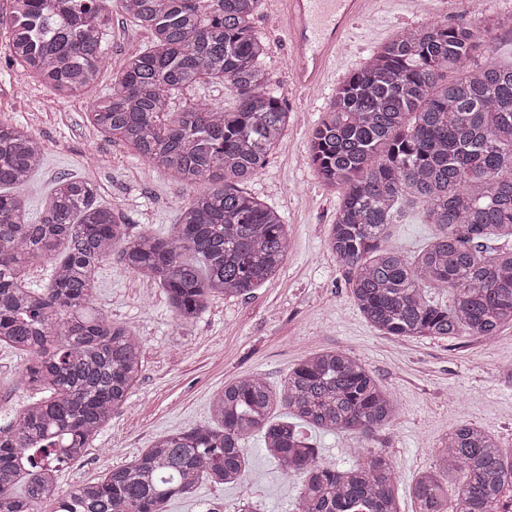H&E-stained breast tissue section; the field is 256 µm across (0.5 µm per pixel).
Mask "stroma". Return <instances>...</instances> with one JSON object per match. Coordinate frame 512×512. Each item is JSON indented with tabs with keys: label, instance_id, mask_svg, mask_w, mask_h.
I'll list each match as a JSON object with an SVG mask.
<instances>
[{
	"label": "stroma",
	"instance_id": "1",
	"mask_svg": "<svg viewBox=\"0 0 512 512\" xmlns=\"http://www.w3.org/2000/svg\"><path fill=\"white\" fill-rule=\"evenodd\" d=\"M368 11L373 22L352 25L349 40L339 48L330 87L313 93L286 82V36L271 7L256 16L254 25L267 42L264 64L282 85L291 122L247 190L282 213L291 241L288 256L261 288L247 296L213 299L183 327L156 282L104 262L93 305L133 326L142 340L143 372L128 403L113 414L87 454L60 472L61 493L97 480L159 436L209 422L211 398L224 384L257 374L271 387H280L301 358L320 349L340 348L365 363L397 399L401 416L370 441L317 431L311 438L332 464L349 462L365 446L387 451L398 474L400 512H413L415 479L434 466L451 428L478 426L512 449V326L492 342L472 336L409 339L374 330L328 248L339 194L324 186L308 163L310 133L333 85L374 48L404 27L427 21L486 27L512 14V0H484L477 18L460 0H370ZM150 43L149 33L113 6L108 65L84 95L62 99L12 62L9 43L0 34V120L26 127L45 147L39 169L17 188L30 216L43 212L58 178L65 175L94 181L102 201L119 213L131 234L171 231L188 189L87 121L93 99L114 87L126 57ZM436 232L414 207L390 226L387 244L414 256ZM25 363V356L0 347V428L31 400L21 382ZM244 451L243 485L201 483L193 498H173L166 512H238L245 496L258 512H294L296 479L268 456L260 437L248 439Z\"/></svg>",
	"mask_w": 512,
	"mask_h": 512
}]
</instances>
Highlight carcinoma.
Here are the masks:
<instances>
[{
  "mask_svg": "<svg viewBox=\"0 0 512 512\" xmlns=\"http://www.w3.org/2000/svg\"><path fill=\"white\" fill-rule=\"evenodd\" d=\"M118 2L152 43L126 57L118 86L96 99L88 120L191 194L165 237L130 234L87 179L57 181L45 211L29 220L10 189L41 166L43 146L0 121V345L30 357L22 382L44 394L0 430V512H41L57 501L58 472L84 457L141 374L139 336L92 307L104 261L161 285L184 324L215 297L261 286L290 249L282 214L244 188L290 118L253 26L263 0ZM111 3L12 0L0 17L12 61L57 96L80 95L106 60ZM497 28L512 30V15ZM495 29H402L336 86L312 130L309 162L341 193L329 248L364 318L385 335L492 339L512 325V65L485 50ZM204 82L229 85L234 105L185 99L170 120L175 96ZM416 204L438 234L411 258L383 240L403 206ZM61 245L48 287L22 286L26 270ZM430 284L448 301L432 299ZM278 406L281 421L272 418ZM210 413L213 424L161 436L74 488L67 512H166L171 498L192 496L203 481L238 485L242 445L257 434L299 482L295 512H400L382 450L363 448L338 468L296 424L369 441L398 418L393 395L347 352L305 356L279 390L237 378L213 396ZM508 486L512 460L496 438L460 424L417 478L414 512H496Z\"/></svg>",
  "mask_w": 512,
  "mask_h": 512,
  "instance_id": "carcinoma-1",
  "label": "carcinoma"
}]
</instances>
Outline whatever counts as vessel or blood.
<instances>
[{
  "label": "vessel or blood",
  "mask_w": 512,
  "mask_h": 512,
  "mask_svg": "<svg viewBox=\"0 0 512 512\" xmlns=\"http://www.w3.org/2000/svg\"><path fill=\"white\" fill-rule=\"evenodd\" d=\"M289 43L288 77L298 89L324 86L329 64L368 0H279Z\"/></svg>",
  "instance_id": "1"
}]
</instances>
